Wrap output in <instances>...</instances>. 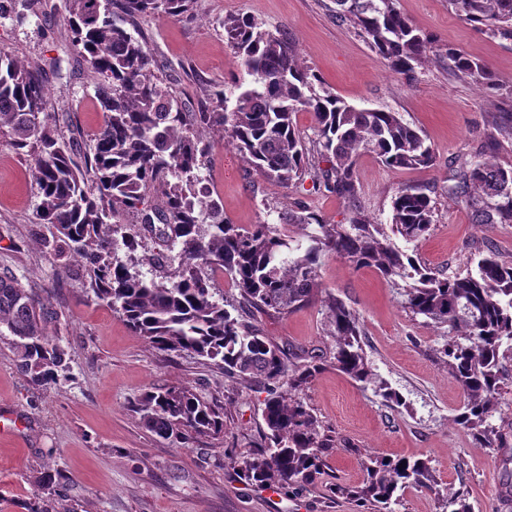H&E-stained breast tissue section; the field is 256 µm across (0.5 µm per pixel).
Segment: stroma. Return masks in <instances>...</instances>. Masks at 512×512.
I'll return each mask as SVG.
<instances>
[{"mask_svg": "<svg viewBox=\"0 0 512 512\" xmlns=\"http://www.w3.org/2000/svg\"><path fill=\"white\" fill-rule=\"evenodd\" d=\"M331 0H192L189 15L164 13L127 22L145 36L154 74L189 111L201 109L216 85L246 79L229 48L224 19L248 15L292 41L304 64L336 95L367 108L400 113L431 145L436 161L421 170L390 169L368 154L357 160L362 203L375 223L390 221V201L402 186H426L435 204L429 235L418 258L435 271H462L475 249L512 260V224H473L464 204L448 197V177L461 164L491 155L512 166V137H498L491 120L512 110V40L491 39L465 24L448 0H398L401 12L428 35L437 50L454 47L482 60L505 87L484 98L475 84L455 76L447 59H430L411 76L389 73L366 40L337 22ZM66 0H7L0 18V49L17 53L43 76L48 108L64 138L90 144L103 120L101 81L72 46ZM497 149H489L491 137ZM210 186L224 217L242 228L273 223L279 210L301 202L331 224L346 223L344 205L312 192L311 182L278 187L248 173L223 131L207 132ZM30 159L16 153L0 132V273L12 274L36 292H49L67 366L55 386H33L0 341V423L10 429L0 442V512H371L337 494L361 485L370 456L428 460L435 490H401L395 512H448V498L463 493L472 512H512L502 492V473L512 454L477 447L454 423L463 403L441 349L442 328L404 309L402 298L380 273L357 269L336 256L319 269L323 291L342 299L360 317L364 348L375 372L405 399L384 402L333 367H325L301 392L314 415L331 430L333 446L320 475L300 489L251 485L239 471L241 453L254 449L264 428L262 384L234 382L223 370L193 356L162 353L134 334L97 300L81 263L63 267L50 248L46 225L37 223L39 199L26 172ZM266 336L285 348L324 350L319 304L263 318ZM185 386L224 410V431L187 441L165 439L143 424L134 404L158 387ZM51 468L64 477L65 496L48 499L34 486L33 471Z\"/></svg>", "mask_w": 512, "mask_h": 512, "instance_id": "stroma-1", "label": "stroma"}]
</instances>
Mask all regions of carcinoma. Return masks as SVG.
Here are the masks:
<instances>
[{
	"label": "carcinoma",
	"instance_id": "1",
	"mask_svg": "<svg viewBox=\"0 0 512 512\" xmlns=\"http://www.w3.org/2000/svg\"><path fill=\"white\" fill-rule=\"evenodd\" d=\"M333 2L336 20L357 30L395 75H410L433 51L432 40L398 9V0ZM448 5L478 33L512 39V0H448ZM190 6L191 0H121L129 18L157 10L175 18ZM67 11L75 50L107 82L99 88L103 122L81 161L73 158L76 144L58 134L46 112V87L38 72L0 49V130L9 128L12 147L33 155L40 199L36 219L54 229L43 244L59 258L84 260L97 299L154 348L204 358L232 379L263 381L264 446L243 457L244 477L259 487L290 488L319 474L332 439L298 392L328 364L364 387L373 385L384 401L405 404L368 361L359 316L337 297L319 294L318 270L329 254L378 270L403 290L405 308L448 327L441 353L464 394L455 424L481 448L509 446L512 431L491 418L506 385L500 350L512 348V261L491 250L464 275L434 273L373 223L361 202L359 155L371 153L394 169L433 166V149L417 129L397 112L347 103L303 65L284 33L265 30L245 15L224 19V31L249 81L234 82L228 95L216 89L208 107L187 112L152 72L146 42L114 19L112 0H68ZM448 68L488 98L500 89L486 65L462 50L448 49ZM300 112L310 113L314 122L315 136L307 142L296 130ZM214 126L223 127L224 138L264 179L283 186L309 179L314 192L335 195L348 223L329 224L307 206L278 212L277 225L243 230L226 222L220 199L202 175L209 158L204 132ZM88 174L93 190L86 187ZM454 180L448 194L463 198L473 223L512 224V168L489 156L462 166ZM151 190L161 205L148 208ZM124 212L137 217L133 235L112 222ZM433 214L425 189L401 186L391 200V229L416 247ZM285 226L298 232L291 235ZM149 236L164 242L171 255L163 261L116 258L118 242L133 253ZM145 263L155 274L142 272ZM213 270L223 271L238 289L239 314H232L213 288ZM313 302L320 303L332 345L300 364L265 336L259 318ZM57 319L49 299L0 275V340L9 341L18 371L45 389L64 369V349L50 330ZM135 409L162 437L179 436L184 428L199 436L224 430L223 408L182 386L149 391ZM364 467L363 485L339 492L377 512H394L399 489L436 484L423 459L375 457ZM33 482L52 496L61 485L49 471L37 473Z\"/></svg>",
	"mask_w": 512,
	"mask_h": 512
}]
</instances>
